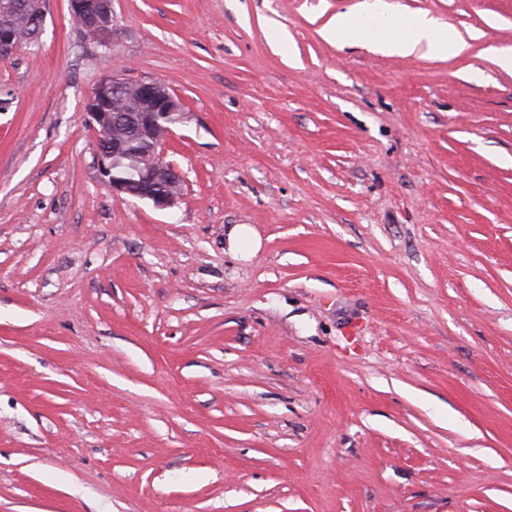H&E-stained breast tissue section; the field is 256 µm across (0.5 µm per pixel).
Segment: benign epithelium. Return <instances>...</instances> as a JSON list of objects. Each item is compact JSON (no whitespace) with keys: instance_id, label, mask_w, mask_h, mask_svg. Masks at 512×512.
Returning <instances> with one entry per match:
<instances>
[{"instance_id":"7a95c632","label":"benign epithelium","mask_w":512,"mask_h":512,"mask_svg":"<svg viewBox=\"0 0 512 512\" xmlns=\"http://www.w3.org/2000/svg\"><path fill=\"white\" fill-rule=\"evenodd\" d=\"M69 12L72 18L80 20L82 31L90 41L105 51L109 49L114 32L112 0H69ZM25 43V38L15 33L11 25L0 24V61ZM112 92H124L132 98L135 106L134 125L152 143L138 180V184L147 187V190L139 194L133 191L129 181L113 178L109 181L112 192L148 200L158 209L175 206L181 200L184 179L174 164L166 160L165 147L173 133L172 126L187 118L180 99L163 81L153 78L129 80L111 72L105 73L86 101L89 106L88 126L96 136L114 134L112 153L98 150L99 164L103 170L107 168L106 159L122 153V141L117 139L119 132L113 131L115 117L108 112Z\"/></svg>"}]
</instances>
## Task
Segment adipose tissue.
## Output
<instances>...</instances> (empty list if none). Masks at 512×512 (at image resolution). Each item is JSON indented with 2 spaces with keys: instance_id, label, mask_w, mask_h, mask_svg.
<instances>
[{
  "instance_id": "adipose-tissue-1",
  "label": "adipose tissue",
  "mask_w": 512,
  "mask_h": 512,
  "mask_svg": "<svg viewBox=\"0 0 512 512\" xmlns=\"http://www.w3.org/2000/svg\"><path fill=\"white\" fill-rule=\"evenodd\" d=\"M398 18V11L389 8L383 0H364L358 13L337 17L324 35L336 40L352 32L362 39L376 41L384 50L402 55L413 54L422 48L430 53L455 55L466 48L461 39L427 14L402 19L403 24L399 27L394 24Z\"/></svg>"
}]
</instances>
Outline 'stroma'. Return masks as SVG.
Masks as SVG:
<instances>
[{"label": "stroma", "instance_id": "stroma-1", "mask_svg": "<svg viewBox=\"0 0 512 512\" xmlns=\"http://www.w3.org/2000/svg\"><path fill=\"white\" fill-rule=\"evenodd\" d=\"M359 2L47 0L0 62V512H512V0H390L448 57ZM108 71L189 112L178 205L112 194ZM69 12L79 19L84 35L105 52L114 32V16L110 0H69ZM381 0L367 1L360 5L357 14L336 17L333 25L328 27L324 36L336 40L352 32L364 40H374L386 51L402 55H411L421 48L426 53L442 55L460 54L466 44L452 32L442 28L437 20L425 13L403 19L400 13L389 8ZM374 19V25L367 20ZM395 19H402L403 24L396 27ZM261 239L247 224H236L227 232V248L235 256L249 259L261 248Z\"/></svg>", "mask_w": 512, "mask_h": 512}]
</instances>
